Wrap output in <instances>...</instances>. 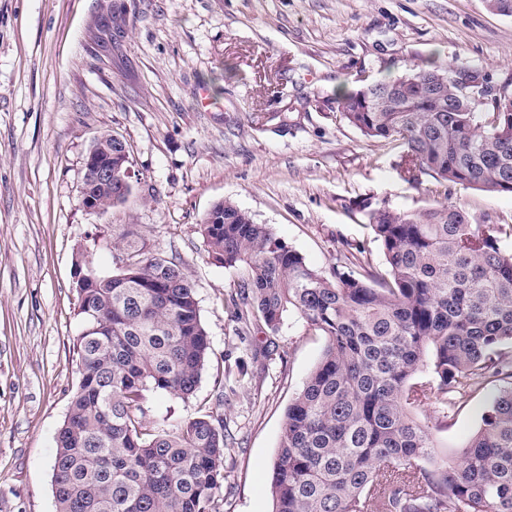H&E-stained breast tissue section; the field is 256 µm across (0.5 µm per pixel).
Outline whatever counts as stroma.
I'll list each match as a JSON object with an SVG mask.
<instances>
[{
	"label": "stroma",
	"mask_w": 512,
	"mask_h": 512,
	"mask_svg": "<svg viewBox=\"0 0 512 512\" xmlns=\"http://www.w3.org/2000/svg\"><path fill=\"white\" fill-rule=\"evenodd\" d=\"M455 61L512 89V17L484 0H0V512H56L55 435L81 378L75 252L119 273L128 231L184 267L210 340L193 396L147 392L146 426L210 411L243 362L219 512H272L284 413L325 338L300 321L237 334L224 296L239 272L208 254L199 224L233 201L318 269L383 268L369 212H420L442 192L471 223L512 224L511 193L408 182L398 148L334 110L363 82ZM104 132L127 144L131 193L95 214L80 191ZM493 392L446 418L427 403L415 414L455 458Z\"/></svg>",
	"instance_id": "35a3bbf8"
}]
</instances>
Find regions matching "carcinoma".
Here are the masks:
<instances>
[{"label": "carcinoma", "mask_w": 512, "mask_h": 512, "mask_svg": "<svg viewBox=\"0 0 512 512\" xmlns=\"http://www.w3.org/2000/svg\"><path fill=\"white\" fill-rule=\"evenodd\" d=\"M466 72L433 66L336 99L364 136L401 149L408 179L512 193V98L443 112L428 83L457 90ZM87 196L124 203L116 185ZM385 269L310 267L230 200L202 219L208 253L241 270L224 296L243 333L293 317L326 337L289 404L272 474V512H512V224H473L453 203L369 213ZM121 272L76 282L79 386L57 430V512H217L223 415L147 428L148 391L187 399L210 341L195 288L176 263L145 255L134 233ZM495 387L459 462L435 452L413 409L454 412Z\"/></svg>", "instance_id": "1"}]
</instances>
